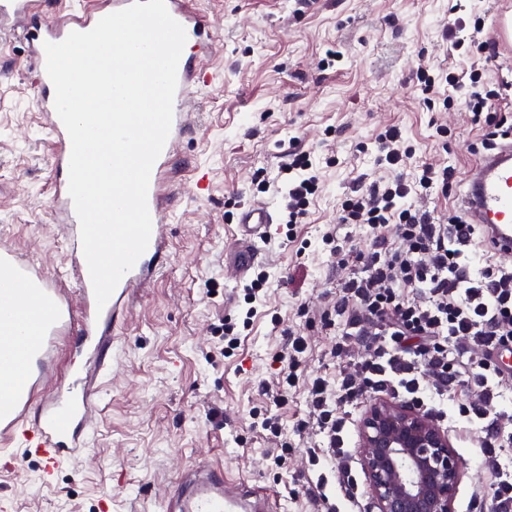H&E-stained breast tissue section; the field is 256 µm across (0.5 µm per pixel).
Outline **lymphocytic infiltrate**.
<instances>
[{"instance_id": "lymphocytic-infiltrate-1", "label": "lymphocytic infiltrate", "mask_w": 512, "mask_h": 512, "mask_svg": "<svg viewBox=\"0 0 512 512\" xmlns=\"http://www.w3.org/2000/svg\"><path fill=\"white\" fill-rule=\"evenodd\" d=\"M469 68L434 74L418 68L415 88L427 108L461 105L482 133L484 149L512 137V113L501 110L500 87L491 78L497 48L490 41L473 44ZM464 88L461 98L441 95L439 87ZM374 158L386 175L374 181L353 179L343 194L336 228L323 242L343 272L337 290L317 318L305 328L288 331L275 388L265 396L274 405L288 402L298 383V367L308 349V331L335 330L339 338L329 355L350 360L338 375L318 373L305 387L308 418L302 428L314 429L321 449H308L311 465L327 460L335 473L351 476L345 429L352 408L375 395L408 401L425 414L445 420L448 401L458 398L459 431L475 439L479 466L489 476L480 497L490 512H512V416L499 410L503 382L512 370L495 360L502 348L512 349V267L478 266L484 237L465 213L447 221L434 217L430 205L444 198L456 181L451 165L414 162V150L399 126L381 128L373 141ZM255 179L261 192L283 200L281 225L294 238L308 223L310 207L321 188V172L313 154L292 144L276 180ZM368 230L366 251L348 247L344 227ZM363 353L351 359L353 345Z\"/></svg>"}]
</instances>
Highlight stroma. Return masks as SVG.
Segmentation results:
<instances>
[{"instance_id":"35a3bbf8","label":"stroma","mask_w":512,"mask_h":512,"mask_svg":"<svg viewBox=\"0 0 512 512\" xmlns=\"http://www.w3.org/2000/svg\"><path fill=\"white\" fill-rule=\"evenodd\" d=\"M502 0H195L213 26L208 59L215 87L198 92L196 134L178 155L182 183L167 231L171 261L133 313L112 348V371L100 380L99 409L89 451L43 482L36 460L20 470L0 469V499L12 512H163L170 482L196 458L224 466L229 476L259 481L280 502V512H321L308 493L304 472L315 433L298 434L307 414L304 378L338 373L342 362L328 352L335 339L320 328L309 336L299 385L276 409L288 462L276 468L275 445L252 424L266 408L259 383L274 384V360L284 346L272 316L301 325L299 305L317 312L335 288L322 235L336 223V209L352 180L377 175L368 147L378 130L401 127L415 157L453 165L465 175L483 152L481 135L467 112H432L412 83L419 66L435 71L469 67L471 56L444 37L449 20H492ZM343 54L323 67L328 48ZM452 136L440 143L435 122ZM321 157L323 190L310 223L294 241L272 235L266 245L269 288L249 330L233 354L221 355L213 328L240 319L237 285L224 279V249L232 241L235 214L256 202L279 208L258 193L254 172L276 175L291 139ZM52 144L39 112L25 42L0 34V237L37 256L50 270L65 263L62 236L50 209ZM205 169L210 187L197 194L193 173ZM463 477L454 512H473L470 498L485 485L475 441L447 425ZM356 485L330 478L326 493L339 512H376L364 471Z\"/></svg>"}]
</instances>
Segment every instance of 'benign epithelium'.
<instances>
[{
  "mask_svg": "<svg viewBox=\"0 0 512 512\" xmlns=\"http://www.w3.org/2000/svg\"><path fill=\"white\" fill-rule=\"evenodd\" d=\"M378 512H453L462 471L448 433L411 406L377 398L360 426Z\"/></svg>",
  "mask_w": 512,
  "mask_h": 512,
  "instance_id": "1",
  "label": "benign epithelium"
}]
</instances>
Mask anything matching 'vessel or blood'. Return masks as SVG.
<instances>
[{
  "label": "vessel or blood",
  "mask_w": 512,
  "mask_h": 512,
  "mask_svg": "<svg viewBox=\"0 0 512 512\" xmlns=\"http://www.w3.org/2000/svg\"><path fill=\"white\" fill-rule=\"evenodd\" d=\"M133 0H103L82 11L66 10L61 19L43 15L44 0H0V29L20 25L54 151L50 200L53 220L66 245L67 268L53 275L11 241L0 239V460L37 459L43 481L87 447L97 411L94 379L112 360V340L127 322L137 294L170 263L166 230L180 187L175 171L180 144L195 133L192 107L198 89L212 85L206 58L213 29L190 8L189 0H166L182 25L194 54L181 55L169 137L150 174L148 208L152 221L146 251L120 280L104 308H97L84 257L80 221L68 193L71 141L54 107L55 90L46 72L44 45L71 32L91 30L104 16ZM492 38L512 44V15L497 12ZM463 203L470 223L479 225L497 255L512 256V140L482 154L464 176ZM276 222L273 209L254 203L237 215V233L226 251L224 277L238 280L266 260L265 244ZM73 344L85 369L61 378L57 355ZM164 512H276L268 490L242 479L229 481L222 466L199 459L174 478Z\"/></svg>",
  "instance_id": "b4317fda"
}]
</instances>
